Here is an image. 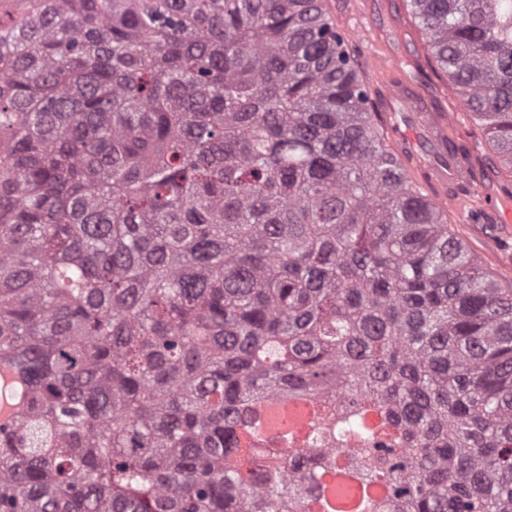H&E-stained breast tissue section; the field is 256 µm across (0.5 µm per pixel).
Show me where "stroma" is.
Returning <instances> with one entry per match:
<instances>
[{
    "instance_id": "1",
    "label": "stroma",
    "mask_w": 512,
    "mask_h": 512,
    "mask_svg": "<svg viewBox=\"0 0 512 512\" xmlns=\"http://www.w3.org/2000/svg\"><path fill=\"white\" fill-rule=\"evenodd\" d=\"M327 6L337 26L352 32L360 65H367L375 54L391 57L397 63L394 76L408 83L414 96L432 113L448 116V137L466 146L468 155L463 163L479 172L484 189L499 194L504 186L512 184V171H493L497 158L459 96L445 78L432 73L421 33L404 0H328ZM448 221L456 225L488 271L497 275L512 268V238L503 241L485 229L458 223L453 214Z\"/></svg>"
}]
</instances>
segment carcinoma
<instances>
[{"instance_id":"obj_1","label":"carcinoma","mask_w":512,"mask_h":512,"mask_svg":"<svg viewBox=\"0 0 512 512\" xmlns=\"http://www.w3.org/2000/svg\"><path fill=\"white\" fill-rule=\"evenodd\" d=\"M406 3L512 165V0ZM395 159L324 0H0V512H512V287Z\"/></svg>"}]
</instances>
